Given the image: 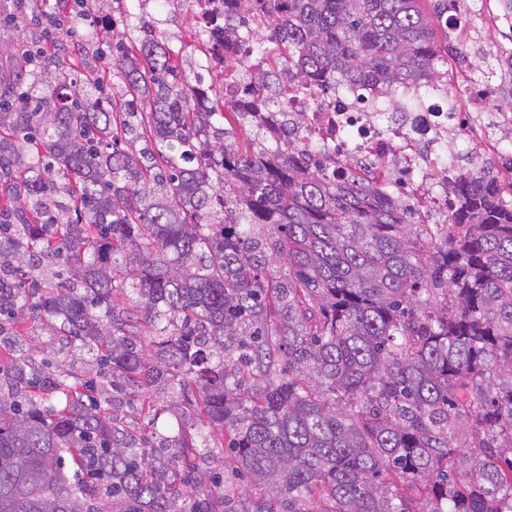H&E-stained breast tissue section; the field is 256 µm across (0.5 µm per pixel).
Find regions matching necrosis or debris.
I'll return each instance as SVG.
<instances>
[{
	"label": "necrosis or debris",
	"mask_w": 512,
	"mask_h": 512,
	"mask_svg": "<svg viewBox=\"0 0 512 512\" xmlns=\"http://www.w3.org/2000/svg\"><path fill=\"white\" fill-rule=\"evenodd\" d=\"M279 98L287 111L263 115L272 138H290L307 155L334 161L337 173L356 166L376 180L434 192L442 212L448 194L439 184L454 178L457 143L480 134L470 100L449 97L437 85L392 110L373 94L362 103L337 98L335 111H328L296 77L280 83Z\"/></svg>",
	"instance_id": "necrosis-or-debris-1"
}]
</instances>
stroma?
<instances>
[{
    "label": "stroma",
    "mask_w": 512,
    "mask_h": 512,
    "mask_svg": "<svg viewBox=\"0 0 512 512\" xmlns=\"http://www.w3.org/2000/svg\"><path fill=\"white\" fill-rule=\"evenodd\" d=\"M469 2L470 9L461 14L455 34L448 37L436 32L435 44L439 54L448 59V89L459 96L470 94L468 78L478 77L483 59L491 60L497 78L489 97L481 98L476 113L486 124L487 146L507 161L512 159V125L497 123L496 118H512V14L505 0ZM54 4L55 0H38L27 13L18 16L13 0H0V82L22 90L34 88L39 96L50 95V87L36 82L37 68L27 62L25 54L31 45L46 41V30L37 16ZM116 8L115 0H88L83 15L72 14L64 20L73 42L79 45V53L92 57L94 64L110 62L113 36L123 30L115 22ZM142 14L157 21L183 73L192 74L204 63V56L194 47L195 21L186 6L172 5L168 0H146ZM24 350L45 361L47 372L57 375L81 371L91 361L90 356L62 348L46 322L32 326ZM148 394L157 404L162 421L180 426L187 436L196 435L199 423L186 409L187 398L196 397V390H189L183 397L153 386Z\"/></svg>",
    "instance_id": "1"
}]
</instances>
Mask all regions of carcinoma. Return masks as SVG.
Masks as SVG:
<instances>
[{
    "instance_id": "obj_1",
    "label": "carcinoma",
    "mask_w": 512,
    "mask_h": 512,
    "mask_svg": "<svg viewBox=\"0 0 512 512\" xmlns=\"http://www.w3.org/2000/svg\"><path fill=\"white\" fill-rule=\"evenodd\" d=\"M257 2L304 81H370L396 103L443 62L421 0ZM430 2L456 24V0ZM221 21L235 33L233 5ZM119 22L110 65L72 69L64 34L42 58L52 100L0 94V336L50 321L115 397L191 383L202 430L185 441L145 401L147 437L89 371L19 357L0 382V512H512L503 185L464 172L443 223L412 222L384 184L338 179L269 141L257 108L211 98L141 15ZM200 447L229 448L259 491L228 499L221 472L198 488Z\"/></svg>"
}]
</instances>
